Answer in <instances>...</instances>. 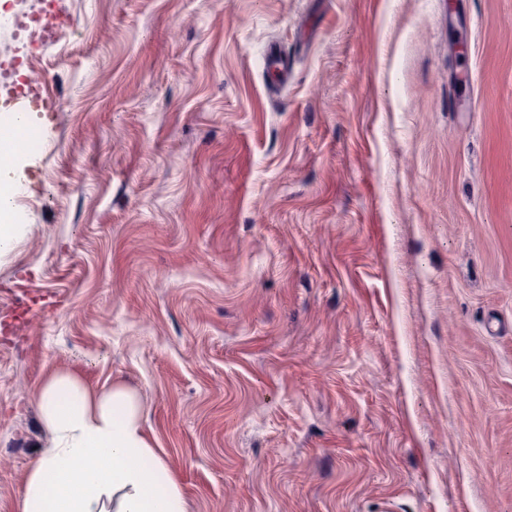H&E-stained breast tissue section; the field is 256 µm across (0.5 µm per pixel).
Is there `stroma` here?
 Returning <instances> with one entry per match:
<instances>
[{"mask_svg": "<svg viewBox=\"0 0 512 512\" xmlns=\"http://www.w3.org/2000/svg\"><path fill=\"white\" fill-rule=\"evenodd\" d=\"M57 4L0 512L58 371L137 391L186 512H512V0ZM41 8L0 0L1 75Z\"/></svg>", "mask_w": 512, "mask_h": 512, "instance_id": "obj_1", "label": "stroma"}]
</instances>
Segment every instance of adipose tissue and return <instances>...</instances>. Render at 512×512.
I'll use <instances>...</instances> for the list:
<instances>
[{"label":"adipose tissue","instance_id":"obj_1","mask_svg":"<svg viewBox=\"0 0 512 512\" xmlns=\"http://www.w3.org/2000/svg\"><path fill=\"white\" fill-rule=\"evenodd\" d=\"M38 404L52 444L28 473L19 512H185L133 391L115 384L95 394L57 372L41 385Z\"/></svg>","mask_w":512,"mask_h":512}]
</instances>
